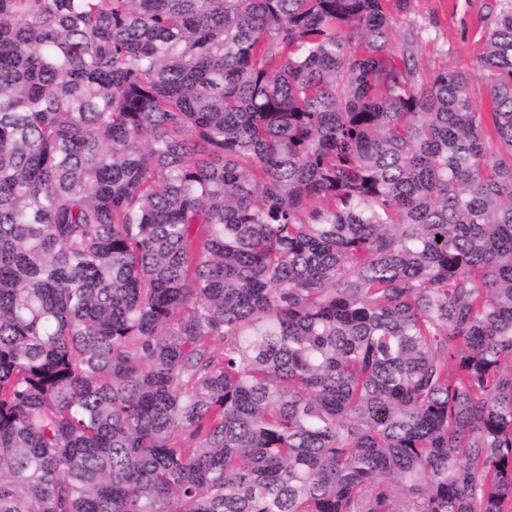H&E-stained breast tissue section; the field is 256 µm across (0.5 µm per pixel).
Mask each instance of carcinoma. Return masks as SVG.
Returning a JSON list of instances; mask_svg holds the SVG:
<instances>
[{"label": "carcinoma", "instance_id": "obj_1", "mask_svg": "<svg viewBox=\"0 0 512 512\" xmlns=\"http://www.w3.org/2000/svg\"><path fill=\"white\" fill-rule=\"evenodd\" d=\"M409 2L0 0V512H512V0ZM495 0H411L406 14L396 17L397 38L408 27L420 28L418 67L432 75L445 67L477 74L483 39L494 27Z\"/></svg>", "mask_w": 512, "mask_h": 512}]
</instances>
